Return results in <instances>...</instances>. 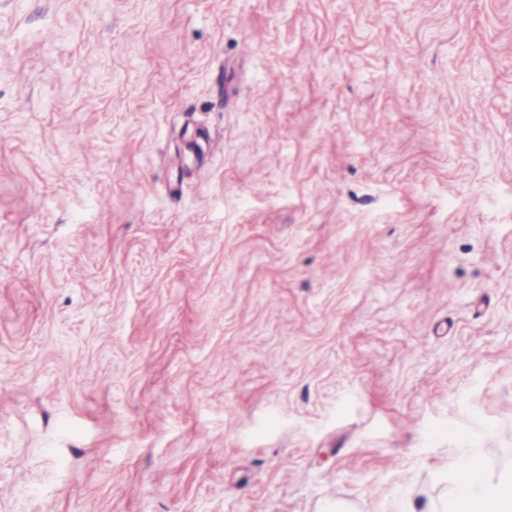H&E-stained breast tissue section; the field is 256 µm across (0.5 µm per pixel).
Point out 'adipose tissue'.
Returning a JSON list of instances; mask_svg holds the SVG:
<instances>
[{
	"label": "adipose tissue",
	"instance_id": "1",
	"mask_svg": "<svg viewBox=\"0 0 512 512\" xmlns=\"http://www.w3.org/2000/svg\"><path fill=\"white\" fill-rule=\"evenodd\" d=\"M483 458L461 457L452 463L456 488L437 512H512V471L486 476Z\"/></svg>",
	"mask_w": 512,
	"mask_h": 512
}]
</instances>
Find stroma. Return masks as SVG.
Listing matches in <instances>:
<instances>
[{"mask_svg":"<svg viewBox=\"0 0 512 512\" xmlns=\"http://www.w3.org/2000/svg\"><path fill=\"white\" fill-rule=\"evenodd\" d=\"M473 452L512 0H0V512H422Z\"/></svg>","mask_w":512,"mask_h":512,"instance_id":"35a3bbf8","label":"stroma"}]
</instances>
